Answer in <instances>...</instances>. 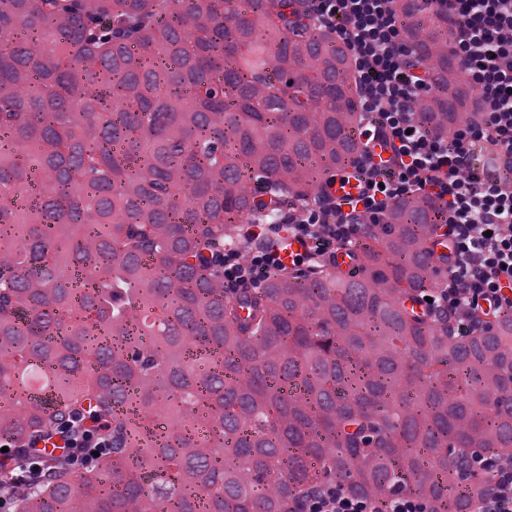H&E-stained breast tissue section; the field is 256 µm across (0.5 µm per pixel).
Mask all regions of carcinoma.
I'll return each instance as SVG.
<instances>
[{
	"label": "carcinoma",
	"mask_w": 512,
	"mask_h": 512,
	"mask_svg": "<svg viewBox=\"0 0 512 512\" xmlns=\"http://www.w3.org/2000/svg\"><path fill=\"white\" fill-rule=\"evenodd\" d=\"M404 21L434 79L416 111L446 131L469 117L448 22L424 0ZM2 33L0 435L89 409L119 439L16 512H196L201 492L288 512L320 461L356 493L398 479L469 512L481 485H458L448 441L512 448V319L450 341L422 307L434 203L340 246L356 276L332 260L230 292L216 264L362 149L349 52L301 0H0Z\"/></svg>",
	"instance_id": "1"
}]
</instances>
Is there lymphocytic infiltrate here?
<instances>
[{
  "label": "lymphocytic infiltrate",
  "mask_w": 512,
  "mask_h": 512,
  "mask_svg": "<svg viewBox=\"0 0 512 512\" xmlns=\"http://www.w3.org/2000/svg\"><path fill=\"white\" fill-rule=\"evenodd\" d=\"M401 0H309L308 16L350 52L365 149L344 172L357 194L323 189L281 210L275 224H251L249 236L293 237L305 247L285 262L281 247L244 254L224 250V285L259 289L288 268L332 259L365 232L363 215L382 220L393 201L417 193L438 208L450 249L448 281L429 292V309L447 318L451 336L512 316V0H428L449 26L448 49L475 95L476 118L443 133L422 122L415 101L430 77L411 62ZM0 437V475L14 489L46 477L45 460L87 461L111 445L93 413L69 414L48 437L14 450ZM491 477L471 512H512V451L497 450ZM288 512H435L429 500L389 486L370 497L340 479L319 482L288 504Z\"/></svg>",
  "instance_id": "lymphocytic-infiltrate-1"
}]
</instances>
